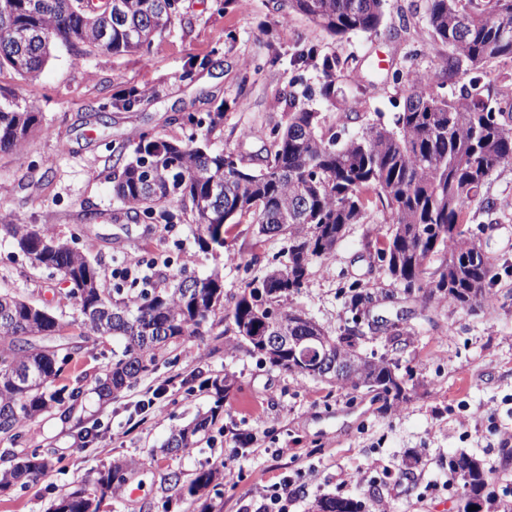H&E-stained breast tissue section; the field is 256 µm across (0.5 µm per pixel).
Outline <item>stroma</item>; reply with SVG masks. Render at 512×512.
Returning a JSON list of instances; mask_svg holds the SVG:
<instances>
[{
  "label": "stroma",
  "instance_id": "obj_1",
  "mask_svg": "<svg viewBox=\"0 0 512 512\" xmlns=\"http://www.w3.org/2000/svg\"><path fill=\"white\" fill-rule=\"evenodd\" d=\"M316 59L296 63L299 50ZM444 54L431 36L424 0H387L378 31L334 37L302 15L280 22L277 0H180L171 30L132 54L79 55L56 45L40 76L19 79L0 72V85L35 103L43 132L24 146L25 165L0 152V209L25 224L51 227L74 238L107 268L131 260L151 262L154 286L164 277L205 276L211 254L195 244L187 225L146 224L127 218L112 190L117 158H130L141 133L187 139L198 129L187 114L224 110L214 148L235 154L244 166L260 167L266 134L285 119L291 93L307 91L309 108L327 124L357 113L347 126L367 120L389 123L405 88L393 79L399 68L424 69ZM338 57L336 105L318 89V59ZM385 67H378V60ZM138 93L130 111L111 108L112 98ZM485 228V252L498 264L493 308L474 311L449 299L421 306L395 285L363 248L366 235L384 236L380 210L351 225L334 255L313 263L309 282L289 306L311 317L332 336L348 326L345 286L367 285L371 313L399 323L402 336L366 333L363 355L392 365L405 383L406 402L387 403L366 389L339 387L261 362L240 350H224L231 321L212 317L204 338H189L160 358L155 370L108 403L89 395L69 421L53 414L33 420V446L49 451L52 468L37 481L0 495V512H49L53 502L90 483L113 460H129L127 492L105 499L99 512H188L170 490L168 477L190 481L200 470L234 454L221 488L223 512H242L249 492L293 480L290 512H312L321 497H353L373 512H463L465 489L448 491V459L477 455L489 470L488 492L500 494V512H512V448L496 446L495 430H512V162L498 167L472 207ZM255 227L233 225L224 243V294H236L254 276L285 261L282 236L255 248ZM0 288L13 289L60 316L56 343L75 341L76 310L60 274L34 267L11 241L0 237ZM230 374L236 387L210 442L186 454L163 448L170 433L193 422L212 404L194 375ZM256 434L257 447L237 448L238 437ZM411 461L403 471V461ZM138 496H129V489Z\"/></svg>",
  "mask_w": 512,
  "mask_h": 512
}]
</instances>
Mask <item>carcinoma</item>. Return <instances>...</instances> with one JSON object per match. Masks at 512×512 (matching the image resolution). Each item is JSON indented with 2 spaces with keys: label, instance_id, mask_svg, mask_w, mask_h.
I'll return each mask as SVG.
<instances>
[{
  "label": "carcinoma",
  "instance_id": "obj_1",
  "mask_svg": "<svg viewBox=\"0 0 512 512\" xmlns=\"http://www.w3.org/2000/svg\"><path fill=\"white\" fill-rule=\"evenodd\" d=\"M427 0L426 15L434 39L448 47L442 76L424 80L406 73L405 99L389 125L368 122L344 139L333 125L323 128L322 113L291 103L286 120L268 134L270 148L262 167L249 169L231 154L214 150L209 135L224 124V108L193 115L189 124L205 128L202 138L186 141L140 136L133 156L113 173L115 194L135 218L146 224H188L199 249L224 254L225 235L233 224L257 225L255 247L264 237L281 234L288 242L287 261L249 280L232 296L229 318L235 346L280 369L336 385L378 391L395 404L406 400L403 380L384 361L357 351L368 322L359 281L349 286L352 325L335 338L298 309L288 296L307 287L310 268L330 258L352 224L366 223L370 207L381 208L387 236L367 235L369 256L406 292L428 303L441 298L470 309L483 303L498 279L497 264L484 252L471 227L470 209L492 172L512 161V73L493 75L494 61L512 62V0ZM0 0V72L20 79L39 76L60 42L82 55L134 53L151 45L174 23L171 0ZM281 19L305 15L333 36L375 31L383 20L384 0H282ZM341 61L321 60L320 94L336 107L333 77ZM468 81L449 96L441 92L460 73ZM41 129L34 104L20 102L0 87V152L23 155L29 137ZM0 234L32 265L59 273L77 311L79 338L94 346L105 336L122 340L111 360L91 381L93 393L110 401L150 372L159 357L187 337L203 336L213 316L224 311V271L217 266L190 288L172 277L165 288H101L105 269L88 252L57 237L49 227L23 224L0 210ZM60 319L47 307L33 305L0 290V492L33 482L51 466L49 453L29 448L26 427L45 413L63 420L83 407L86 377L57 385L82 346L39 345L59 334ZM282 337L281 343L266 341ZM317 336L315 346L332 362L355 361L352 379H336L329 370L309 371L297 362L288 337ZM235 380L230 375L204 379L212 406L192 424L171 432L164 448L181 454L210 437L224 415ZM224 464L199 471L187 487L174 471L170 482L187 494L200 512H223L212 492L221 485ZM125 461L100 471L92 487L80 486L61 497L50 512H98L100 499L119 495L125 485ZM448 470L478 496L487 484L484 465L461 452ZM314 512H361L351 498L323 497Z\"/></svg>",
  "mask_w": 512,
  "mask_h": 512
}]
</instances>
